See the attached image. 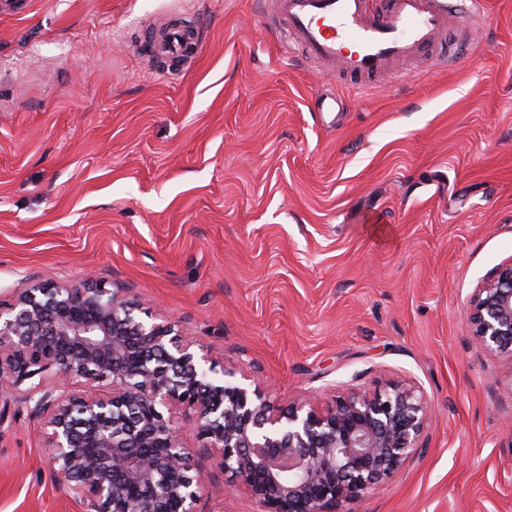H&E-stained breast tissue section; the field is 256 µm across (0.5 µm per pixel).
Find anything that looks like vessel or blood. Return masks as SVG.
Instances as JSON below:
<instances>
[{"label": "vessel or blood", "mask_w": 512, "mask_h": 512, "mask_svg": "<svg viewBox=\"0 0 512 512\" xmlns=\"http://www.w3.org/2000/svg\"><path fill=\"white\" fill-rule=\"evenodd\" d=\"M273 0L270 12L308 57L339 65L354 84L382 74L387 64L435 48L456 56L466 36L451 29L456 0Z\"/></svg>", "instance_id": "vessel-or-blood-1"}]
</instances>
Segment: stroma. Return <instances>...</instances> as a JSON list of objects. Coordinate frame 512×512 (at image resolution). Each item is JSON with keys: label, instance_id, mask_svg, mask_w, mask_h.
Returning a JSON list of instances; mask_svg holds the SVG:
<instances>
[{"label": "stroma", "instance_id": "obj_1", "mask_svg": "<svg viewBox=\"0 0 512 512\" xmlns=\"http://www.w3.org/2000/svg\"><path fill=\"white\" fill-rule=\"evenodd\" d=\"M26 2L0 11V300L95 278L277 409L416 386L423 448L351 512H512V362L468 327L512 260V0L456 14V63L363 88L253 0ZM175 21L199 46L169 71L139 41ZM325 91L341 111H316ZM1 406L0 512H81L39 420ZM183 438L198 512H261Z\"/></svg>", "mask_w": 512, "mask_h": 512}]
</instances>
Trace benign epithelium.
<instances>
[{"instance_id": "7a95c632", "label": "benign epithelium", "mask_w": 512, "mask_h": 512, "mask_svg": "<svg viewBox=\"0 0 512 512\" xmlns=\"http://www.w3.org/2000/svg\"><path fill=\"white\" fill-rule=\"evenodd\" d=\"M469 330L477 346L512 362V260L477 289ZM214 373L208 352L176 324L91 277L32 282L0 301V397L39 377L23 401L82 512H197L202 476L164 414L174 406L193 415L206 450L263 512H348L423 447L430 405L412 386L276 410L260 385Z\"/></svg>"}]
</instances>
